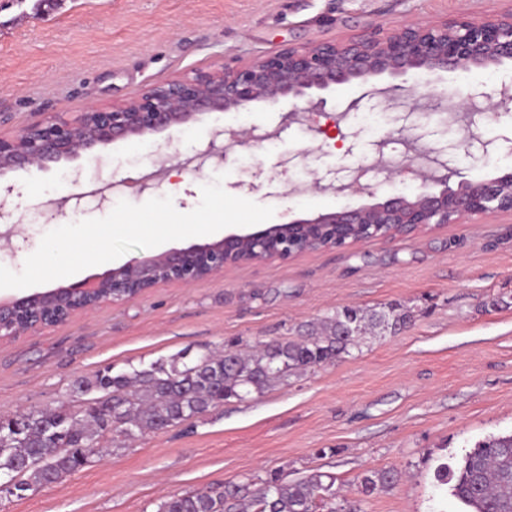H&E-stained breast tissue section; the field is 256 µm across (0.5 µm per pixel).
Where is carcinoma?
Wrapping results in <instances>:
<instances>
[{"label":"carcinoma","mask_w":512,"mask_h":512,"mask_svg":"<svg viewBox=\"0 0 512 512\" xmlns=\"http://www.w3.org/2000/svg\"><path fill=\"white\" fill-rule=\"evenodd\" d=\"M413 315L393 305L344 307L318 323L299 327L297 336L257 343L243 353H204L174 358L169 365L112 374L108 367L77 382L78 392L100 393L81 410L67 406L28 410L23 431L0 446V478L14 479L15 496L48 486L79 470L100 449L99 438L112 433L131 438L180 425L229 398L243 400L300 370L333 364L352 354L362 336L374 331L399 332ZM397 471L382 469L361 478L368 497L392 487ZM436 480L473 512H512V434L475 446L460 464L436 470ZM336 478L312 469L297 479L279 471L262 477L245 474L224 487L190 491L162 500L156 512H364L361 502L336 493Z\"/></svg>","instance_id":"obj_1"}]
</instances>
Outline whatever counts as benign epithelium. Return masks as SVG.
<instances>
[{"label": "benign epithelium", "instance_id": "7a95c632", "mask_svg": "<svg viewBox=\"0 0 512 512\" xmlns=\"http://www.w3.org/2000/svg\"><path fill=\"white\" fill-rule=\"evenodd\" d=\"M512 63V13L492 20L458 17L439 24L404 22L387 31L377 26L351 39L288 46L249 62L230 60L191 77L163 78L129 99L112 106H89L75 118H50L18 134H0V176L37 166L48 169L82 154H93L117 141H135L186 125L210 112H249L258 103L292 102L286 118L312 123L326 111L320 95L353 81L371 83L370 96L389 107L402 104L406 88L379 77L409 74L439 76L448 71ZM458 105L468 116L466 141L480 140L477 118L490 110L512 109V89L504 86L467 94L446 90L435 98L434 111ZM225 137V148L245 144L246 129ZM420 191L396 195L354 209L319 213L270 224L248 234H232L205 244L133 259L96 280H85L21 297L0 298V339L22 336L37 326L21 328L30 313L58 306L51 325L64 324L76 314L102 304L135 297L164 284L189 286L238 264L244 245L258 259H290L324 247L341 248L375 237H393L421 228L459 224L474 216L512 214V173L450 186L454 171L438 157L415 171ZM358 172L347 182L316 178L304 190L348 196L371 194Z\"/></svg>", "mask_w": 512, "mask_h": 512}]
</instances>
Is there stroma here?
I'll return each instance as SVG.
<instances>
[{
	"label": "stroma",
	"mask_w": 512,
	"mask_h": 512,
	"mask_svg": "<svg viewBox=\"0 0 512 512\" xmlns=\"http://www.w3.org/2000/svg\"><path fill=\"white\" fill-rule=\"evenodd\" d=\"M512 0H0V131L74 117L87 105L128 99L161 78L190 76L224 61H250L288 46L355 37L370 24L491 19ZM486 71L441 74L415 107L389 108L362 82L328 94L316 130L282 122L283 105H258L248 128L261 141L196 160L228 115L118 141L99 159L0 176L4 265L21 271L43 236L108 216L118 201L171 197L194 210L201 188L222 176L230 195L273 207V222L382 201L416 184L409 172L371 181V195H289L293 183L345 178L385 150L403 163L407 143L447 161L457 180L512 172V151L467 145L440 121L431 95L486 84ZM354 112H346L350 101ZM398 304L412 322L371 337L334 364L231 398L182 426L149 433L0 512H154L167 495L222 487L245 473L289 478L317 469L364 512H470L438 485L434 470L478 443L512 433V216L489 215L347 249L229 267L190 286L77 314L69 322L0 341V416L81 407L77 380L166 363L183 351L223 352L294 336L299 325L352 306ZM392 468L391 488L362 498L360 480Z\"/></svg>",
	"instance_id": "35a3bbf8"
}]
</instances>
